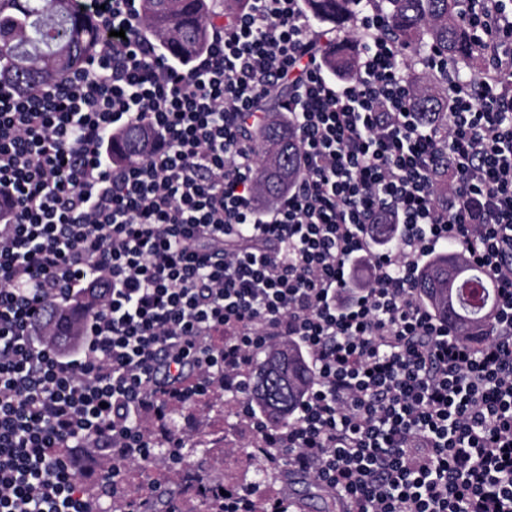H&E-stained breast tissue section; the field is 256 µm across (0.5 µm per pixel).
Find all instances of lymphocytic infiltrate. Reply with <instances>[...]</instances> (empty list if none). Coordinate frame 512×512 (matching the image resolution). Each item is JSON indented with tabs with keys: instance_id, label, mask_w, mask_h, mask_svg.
Here are the masks:
<instances>
[{
	"instance_id": "lymphocytic-infiltrate-1",
	"label": "lymphocytic infiltrate",
	"mask_w": 512,
	"mask_h": 512,
	"mask_svg": "<svg viewBox=\"0 0 512 512\" xmlns=\"http://www.w3.org/2000/svg\"><path fill=\"white\" fill-rule=\"evenodd\" d=\"M140 0H88L104 23L96 61L53 88L0 84V512L143 506L127 481L157 442L142 417L213 387L239 395L267 471L311 476L351 512H512V9L466 0L489 60L447 75V132L418 123L404 47L359 8L355 76L324 65L333 37L304 0H249L214 19L189 65L142 35ZM124 37H117V30ZM285 95H277L279 87ZM302 145L301 178L259 199L246 130L266 102ZM152 129L148 157L112 163L108 134ZM391 225L393 245L368 232ZM462 246L496 287L475 346L416 300L438 244ZM368 282L356 283L361 268ZM101 289L66 348L47 302ZM296 343L314 381L288 425L248 402L257 351ZM112 480L92 496L74 467ZM214 512H289L233 485Z\"/></svg>"
}]
</instances>
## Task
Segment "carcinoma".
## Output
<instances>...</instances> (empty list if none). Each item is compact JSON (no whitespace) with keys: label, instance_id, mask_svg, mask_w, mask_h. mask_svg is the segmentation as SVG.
Listing matches in <instances>:
<instances>
[{"label":"carcinoma","instance_id":"obj_1","mask_svg":"<svg viewBox=\"0 0 512 512\" xmlns=\"http://www.w3.org/2000/svg\"><path fill=\"white\" fill-rule=\"evenodd\" d=\"M355 0H305L319 22L341 28L351 16ZM389 18V36L404 44L438 47L460 68H471L479 53L462 17V0H382ZM211 0H141L144 31L172 59L191 60L206 48ZM103 24L79 0H0V82L21 91L57 83L67 72L94 55ZM326 66L348 76L355 61L330 53ZM417 120L430 127L448 123V94L437 86L415 95L411 102ZM259 155L256 172L260 196L275 200L300 176V144L289 125L273 115L249 132ZM112 162L141 160L149 134L136 125L115 131ZM474 266L454 247L436 252L422 271L416 298L438 319L453 316L459 333L477 345L489 337L493 311L488 300L494 282L479 286ZM248 399L264 407L273 425L291 423L293 410L312 380V372L292 341L256 359Z\"/></svg>","mask_w":512,"mask_h":512}]
</instances>
